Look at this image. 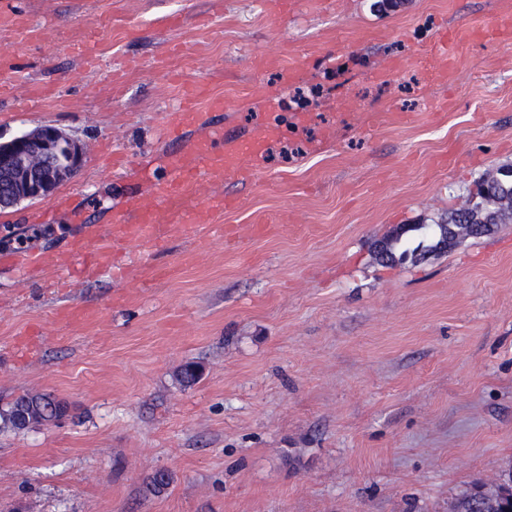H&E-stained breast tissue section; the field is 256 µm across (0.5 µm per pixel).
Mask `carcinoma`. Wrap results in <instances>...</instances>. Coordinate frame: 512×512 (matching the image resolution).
I'll return each mask as SVG.
<instances>
[{
  "label": "carcinoma",
  "mask_w": 512,
  "mask_h": 512,
  "mask_svg": "<svg viewBox=\"0 0 512 512\" xmlns=\"http://www.w3.org/2000/svg\"><path fill=\"white\" fill-rule=\"evenodd\" d=\"M477 192L469 194L465 206L448 211V216L441 219L443 224H505L512 221V166L502 167L493 175L480 178ZM441 237L427 234L424 228L415 229V235L401 239L392 237L385 241V250L391 259L399 258L413 263L419 262L418 252L440 250ZM22 411H30L40 416L36 424H50L53 420L69 413L68 405L56 396L45 394H23L0 407V430H18L15 417ZM167 471L153 472L148 477L146 488L152 493H160L169 485ZM500 490L506 493L501 500L492 502L480 497V486L465 491L457 499L454 512H491L508 500L512 494V485L504 483Z\"/></svg>",
  "instance_id": "cac0c4a2"
}]
</instances>
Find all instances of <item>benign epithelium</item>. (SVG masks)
<instances>
[{
	"label": "benign epithelium",
	"mask_w": 512,
	"mask_h": 512,
	"mask_svg": "<svg viewBox=\"0 0 512 512\" xmlns=\"http://www.w3.org/2000/svg\"><path fill=\"white\" fill-rule=\"evenodd\" d=\"M83 147L65 131L43 126L0 141V208L42 198L82 166Z\"/></svg>",
	"instance_id": "benign-epithelium-1"
}]
</instances>
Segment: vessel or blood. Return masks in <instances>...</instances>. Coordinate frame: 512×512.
Segmentation results:
<instances>
[{
	"instance_id": "obj_1",
	"label": "vessel or blood",
	"mask_w": 512,
	"mask_h": 512,
	"mask_svg": "<svg viewBox=\"0 0 512 512\" xmlns=\"http://www.w3.org/2000/svg\"><path fill=\"white\" fill-rule=\"evenodd\" d=\"M476 34V29L466 28L442 41L434 80L447 81L454 64L455 44H468ZM204 113L192 107L180 108L169 112L167 124L174 131L199 127L205 122ZM279 134L278 124L266 122L253 127L244 138L225 134L224 145L220 148L207 136L190 142L183 153L169 158V177L154 182L146 192L128 194L111 232L105 235L94 232L73 240L72 255H90L98 260L122 245L150 246L156 242L163 223L173 226L209 224L216 212L235 210L239 202L230 195L216 197L202 206L191 207L187 201L196 185L206 177L220 179L230 175L240 181L253 180L264 162L267 144Z\"/></svg>"
}]
</instances>
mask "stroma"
<instances>
[{"label":"stroma","instance_id":"stroma-1","mask_svg":"<svg viewBox=\"0 0 512 512\" xmlns=\"http://www.w3.org/2000/svg\"><path fill=\"white\" fill-rule=\"evenodd\" d=\"M0 3L20 80L0 138L52 125L85 152L48 196L0 210V405L70 406L0 431V512H451L512 477V223L416 264L374 249L512 165V37L429 77L431 44L512 0H299L279 16L265 0ZM286 65L301 74L284 83ZM194 84L224 99L209 130L282 129L251 183L194 191L239 208L106 264L70 256L165 177L189 140L165 116ZM369 112L402 118L368 131ZM171 266L148 284L119 273ZM157 469L171 484L152 495ZM22 411H30L40 416L34 426L53 424L52 421L59 417L67 416L68 405L50 393L23 394L0 407V430H22L17 427L15 417Z\"/></svg>","mask_w":512,"mask_h":512}]
</instances>
